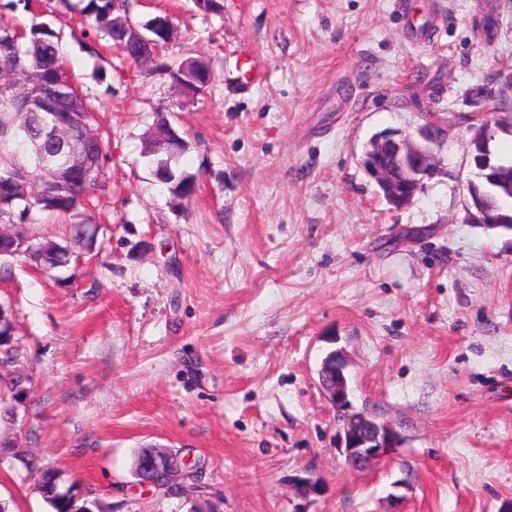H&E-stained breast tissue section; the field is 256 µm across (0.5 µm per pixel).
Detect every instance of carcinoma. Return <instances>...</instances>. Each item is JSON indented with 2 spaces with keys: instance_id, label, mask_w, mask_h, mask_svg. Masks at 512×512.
<instances>
[{
  "instance_id": "carcinoma-1",
  "label": "carcinoma",
  "mask_w": 512,
  "mask_h": 512,
  "mask_svg": "<svg viewBox=\"0 0 512 512\" xmlns=\"http://www.w3.org/2000/svg\"><path fill=\"white\" fill-rule=\"evenodd\" d=\"M64 8L78 12L93 20L97 32L107 37L124 54L135 62L150 51L148 43L164 44L171 36V26L166 15L149 19L143 30L148 32V42L139 38L141 31L132 29L128 18L130 0H60ZM58 34L46 24H36L27 33L14 27H0V221L21 224L34 211L56 212L78 215L82 198L86 192L98 186L99 176L105 161L103 150H98L99 160L93 175L80 183L59 178L52 171H42L31 178L21 171L19 146L22 143L18 128L17 106L21 97L14 94L17 78L25 77L26 93L32 108H37L41 93L45 89L58 87L66 78L64 61L58 45ZM173 78L190 90L203 87L212 76L209 63L201 57L187 56L181 59L172 72ZM63 111L75 112L87 122L93 115L81 99H66ZM190 148L186 139L175 143L169 150L161 151L156 158L154 174L168 185L173 199L183 200L196 191V178L178 168L179 158ZM44 182L56 185L58 196L42 200L38 205L30 202L34 192ZM45 487L52 494L54 512H71V488L62 487V480L54 474V468H46Z\"/></svg>"
}]
</instances>
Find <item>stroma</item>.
I'll use <instances>...</instances> for the list:
<instances>
[{
  "label": "stroma",
  "instance_id": "stroma-1",
  "mask_svg": "<svg viewBox=\"0 0 512 512\" xmlns=\"http://www.w3.org/2000/svg\"><path fill=\"white\" fill-rule=\"evenodd\" d=\"M134 0L169 15V62L206 58L185 98L90 20L52 21L107 158L85 207L98 249L64 268L12 261L0 306L28 382L0 439L112 512H499L512 500V231L468 220L469 141L485 109L512 114V0ZM434 40L418 45L415 25ZM262 81L234 86L237 56ZM191 143V201H171L146 152L157 111ZM440 113V170L396 209L365 145ZM341 349L353 411L403 441L358 470L318 369ZM196 472L141 484L136 453ZM19 461H0L9 512H53Z\"/></svg>",
  "mask_w": 512,
  "mask_h": 512
}]
</instances>
